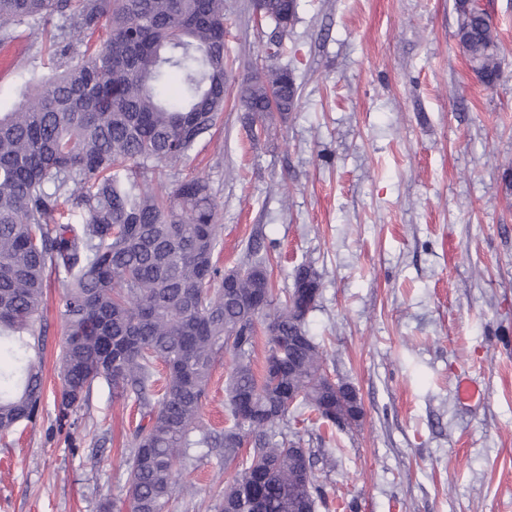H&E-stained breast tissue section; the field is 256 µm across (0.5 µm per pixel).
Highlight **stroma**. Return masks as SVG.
I'll return each instance as SVG.
<instances>
[{
  "label": "stroma",
  "mask_w": 512,
  "mask_h": 512,
  "mask_svg": "<svg viewBox=\"0 0 512 512\" xmlns=\"http://www.w3.org/2000/svg\"><path fill=\"white\" fill-rule=\"evenodd\" d=\"M501 78L486 89L457 48L454 0H297L277 58L252 0H227L228 61L220 123L176 168L145 184L204 180L218 202L224 271L262 235L278 294L294 269L320 275L307 316L323 367L353 384L364 415L343 430L290 422L316 453L328 502L355 512H512V0H487ZM53 17L17 39L28 71L0 77V112L48 62ZM288 68L291 112L248 125L242 78ZM63 276L49 279L43 354L47 395L60 388ZM232 354L216 363L203 418L232 423L224 390ZM137 412L94 385L76 428L46 408L0 447V512L123 508ZM96 479H89V471ZM221 455L182 472L167 512H217Z\"/></svg>",
  "instance_id": "stroma-1"
}]
</instances>
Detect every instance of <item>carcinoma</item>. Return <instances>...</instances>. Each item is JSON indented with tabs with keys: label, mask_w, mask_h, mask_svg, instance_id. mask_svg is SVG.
I'll list each match as a JSON object with an SVG mask.
<instances>
[{
	"label": "carcinoma",
	"mask_w": 512,
	"mask_h": 512,
	"mask_svg": "<svg viewBox=\"0 0 512 512\" xmlns=\"http://www.w3.org/2000/svg\"><path fill=\"white\" fill-rule=\"evenodd\" d=\"M273 26L268 58L285 50L296 0H260ZM226 0H0V38L62 17L51 74L0 112V443L44 408V295L51 273L67 282L57 422L87 405L103 380L132 401L139 421L125 480L129 512H165L179 471L219 448L245 467L226 481L218 512H316L326 504L313 454L310 490L296 491L303 461L278 428L300 409L330 423L336 388L316 378L323 361L307 315L319 275L297 269L293 290L269 318L266 372L254 368L255 324L274 303L265 263L232 270L235 298L212 263L220 246L217 201L200 179L151 193L138 171L176 167L221 119L227 80ZM492 19L477 15L461 40L481 83L499 81ZM96 49L71 39L101 28ZM289 112L297 88L284 69L242 80L238 103L256 123L267 93ZM234 356L226 391L234 419L218 432L201 419L206 386L224 352ZM165 366L158 384L154 364ZM294 397H288V388Z\"/></svg>",
	"instance_id": "obj_1"
}]
</instances>
